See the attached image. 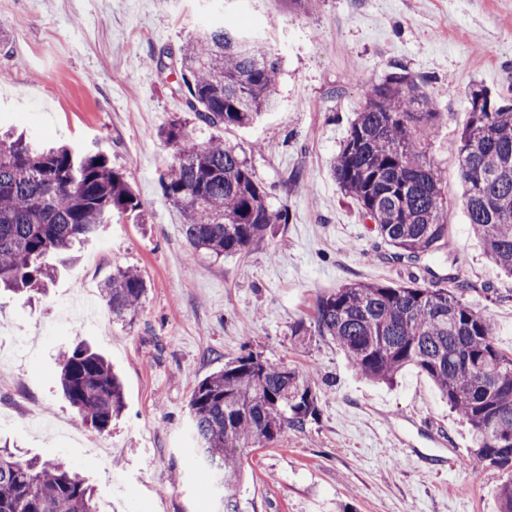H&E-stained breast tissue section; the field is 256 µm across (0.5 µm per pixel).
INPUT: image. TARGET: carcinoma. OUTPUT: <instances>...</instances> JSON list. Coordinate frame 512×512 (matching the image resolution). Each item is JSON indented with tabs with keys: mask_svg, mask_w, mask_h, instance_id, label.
I'll return each mask as SVG.
<instances>
[{
	"mask_svg": "<svg viewBox=\"0 0 512 512\" xmlns=\"http://www.w3.org/2000/svg\"><path fill=\"white\" fill-rule=\"evenodd\" d=\"M175 60L174 92L207 127L247 126L276 105L281 58L236 25L202 26L179 49L151 57L158 72ZM365 103L331 161L341 191L358 205L396 259L416 262L448 248L443 175L424 151L438 116L420 83L394 72L367 86ZM174 161L161 176L164 198L184 215L190 247L220 259L262 244L288 208L269 193L234 147L199 143L174 120L159 132ZM463 208L486 254L512 272V104L481 86L459 145ZM126 174L102 152L0 138V288L40 291L55 277L52 260L96 236L112 216L141 213ZM353 281L317 298L311 324L331 339L362 377L392 385L414 367L468 426L472 453L488 467L512 470V354L496 345L490 315L464 301L466 285ZM146 291L130 268L102 288L112 314L132 318ZM64 396L84 426L103 433L124 409L123 385L110 363L77 345L59 362ZM313 373L251 353L197 383L189 400L201 458L224 488V512H239L227 491L241 480L247 448H264L302 431L318 414ZM0 512H100L92 488L62 462L23 458L0 447Z\"/></svg>",
	"mask_w": 512,
	"mask_h": 512,
	"instance_id": "carcinoma-1",
	"label": "carcinoma"
}]
</instances>
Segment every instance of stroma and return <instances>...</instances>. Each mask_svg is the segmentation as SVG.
<instances>
[{
    "label": "stroma",
    "instance_id": "stroma-1",
    "mask_svg": "<svg viewBox=\"0 0 512 512\" xmlns=\"http://www.w3.org/2000/svg\"><path fill=\"white\" fill-rule=\"evenodd\" d=\"M243 13L283 60L278 105L250 126L201 129L171 90L174 74L150 58L178 50L201 16ZM0 25V129L103 152L146 217L114 218L35 301L0 293L1 442L74 465L92 455L100 434L77 423L58 387L60 353L85 343L114 365L125 401L100 435L111 457L84 472L96 496L121 512H223L220 492L200 489L188 402L200 380L252 353L316 371L319 415L244 450L240 512H498L505 473L473 459L467 427L427 377L409 368L396 386L373 383L332 341L301 342L290 328L343 283L427 287L455 273L512 353V275L471 231L458 165L471 88L512 91V0H0ZM398 68L440 114L425 151L448 201L447 252L415 264L393 259L330 171L364 87ZM176 118L197 141L244 151L271 203L288 208L275 236L219 260L191 254L160 187L172 152L158 131ZM125 267L147 288L138 315L122 320L100 288ZM81 280L93 306L60 325ZM32 410L48 429H31Z\"/></svg>",
    "mask_w": 512,
    "mask_h": 512
}]
</instances>
